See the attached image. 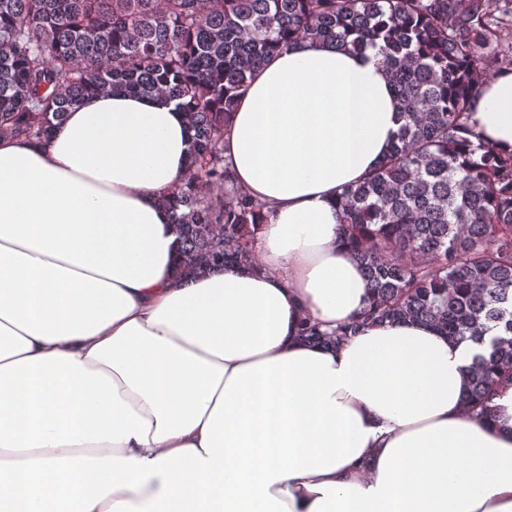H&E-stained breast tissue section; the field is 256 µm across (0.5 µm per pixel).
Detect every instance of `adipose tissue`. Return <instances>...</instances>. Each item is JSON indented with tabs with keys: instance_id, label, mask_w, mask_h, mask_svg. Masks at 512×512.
Instances as JSON below:
<instances>
[{
	"instance_id": "adipose-tissue-1",
	"label": "adipose tissue",
	"mask_w": 512,
	"mask_h": 512,
	"mask_svg": "<svg viewBox=\"0 0 512 512\" xmlns=\"http://www.w3.org/2000/svg\"><path fill=\"white\" fill-rule=\"evenodd\" d=\"M473 124L512 152V67ZM400 126L375 51L303 40L254 72L224 136L266 203L258 262L177 271L166 199L184 113L91 94L0 139V512H512V382L465 405L473 351L418 323L324 348L370 293L336 199Z\"/></svg>"
}]
</instances>
